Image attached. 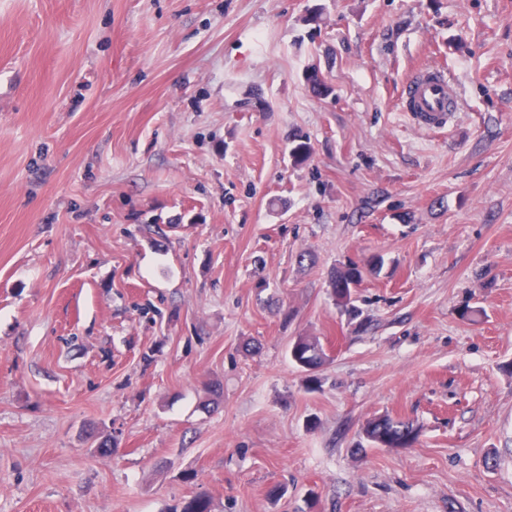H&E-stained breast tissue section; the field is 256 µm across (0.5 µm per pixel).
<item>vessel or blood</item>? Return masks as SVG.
Returning a JSON list of instances; mask_svg holds the SVG:
<instances>
[{"mask_svg": "<svg viewBox=\"0 0 512 512\" xmlns=\"http://www.w3.org/2000/svg\"><path fill=\"white\" fill-rule=\"evenodd\" d=\"M405 87L403 110L419 129H445L461 109V100L447 73L440 67H419L407 78Z\"/></svg>", "mask_w": 512, "mask_h": 512, "instance_id": "1", "label": "vessel or blood"}]
</instances>
